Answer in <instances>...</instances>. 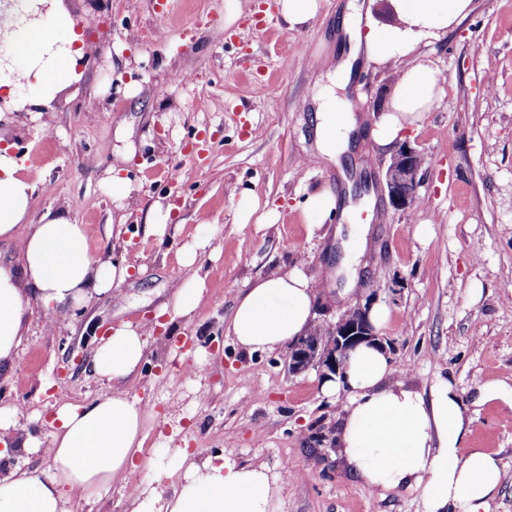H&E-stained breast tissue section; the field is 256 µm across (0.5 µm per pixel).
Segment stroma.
<instances>
[{"instance_id":"obj_1","label":"stroma","mask_w":512,"mask_h":512,"mask_svg":"<svg viewBox=\"0 0 512 512\" xmlns=\"http://www.w3.org/2000/svg\"><path fill=\"white\" fill-rule=\"evenodd\" d=\"M86 43L100 56L83 78L34 120H0V144L36 182L29 223L60 211L86 232L88 255L141 271L119 296H93L54 326L31 305L27 336L11 371L0 373V409L19 437H48L63 404L84 405L109 384L92 360L105 330L138 322L171 303L185 276L178 252L207 225L201 261L207 286L192 319L149 336L134 386L153 406L140 459L99 496L75 498L69 512H131L132 489L169 494L185 456L226 455L266 467L278 512H422L420 493L365 488L338 444L342 402L325 397L317 370L289 374L287 352L247 353L226 333L231 306L259 275L302 265L321 280L334 261L330 238L309 235L308 191L326 187L349 206V221L371 227L361 286L350 298L318 289L315 321L349 306L386 307L376 332L393 364L392 382L426 392L445 377L473 399L478 386L512 384V0H474L448 33L423 41L424 60L445 93L401 141L423 156L418 198L408 210L389 200L390 151L371 131L394 89L389 65L359 60L343 95L360 128L339 166L306 163L316 143L313 88L325 58H339L347 0H320L311 26L288 29L276 0H240L225 26V0H68ZM206 143L189 150L195 133ZM132 143L131 191L116 198L106 170ZM181 166L183 181L165 174ZM174 204L164 238L141 230L154 203ZM274 209L272 224H241L240 208ZM125 225L113 233L114 225ZM429 225L420 236L419 225ZM83 366L66 363L67 353ZM466 447L496 453L503 466L491 512H512V408L479 406Z\"/></svg>"}]
</instances>
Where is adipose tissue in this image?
<instances>
[{"label":"adipose tissue","mask_w":512,"mask_h":512,"mask_svg":"<svg viewBox=\"0 0 512 512\" xmlns=\"http://www.w3.org/2000/svg\"><path fill=\"white\" fill-rule=\"evenodd\" d=\"M473 0H386V20L355 34L367 59L395 64V90L372 132L377 147L394 144L407 127L417 125L445 92L438 72L423 60L419 46L448 31L470 14ZM51 29L31 35L12 10L0 11V33L21 48L22 78L31 96L18 98L12 81H0V98L14 109L39 118L59 95L82 78L77 65L91 48L76 31L66 0H52ZM316 147L321 160L338 164L356 120L340 111L333 87L317 90ZM8 149L0 148V240L14 241L17 263L0 262V369L13 368L25 336L31 302L51 307L65 319L72 305L126 282L127 263L100 262L88 256L83 225L59 213H45L28 224L36 185L20 175ZM27 233H20L21 224ZM183 255L187 276L175 294L173 315L192 317L201 301L205 277L197 248ZM315 283L300 267L254 278L232 305L227 331L248 352L283 349L303 336L315 318ZM155 321L113 325L100 339L95 371L110 383L107 392L84 406L64 405L55 412L50 440H25L44 448L46 470L20 468L0 476V512H68L70 498L98 496L136 464L153 417L132 395L131 387L146 360L147 336ZM392 365L377 345L363 343L349 354L343 374L325 380L323 393L343 396L338 432L351 471L371 490L415 488L423 512H488L502 483L499 458L480 448L463 449L473 411L455 385L440 377L421 393L390 383ZM9 418L0 415V458L17 444ZM131 512H276L265 468L222 456L189 461L186 474L163 502L135 489Z\"/></svg>","instance_id":"ef3b65f1"}]
</instances>
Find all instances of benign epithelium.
Segmentation results:
<instances>
[{
	"instance_id": "7a95c632",
	"label": "benign epithelium",
	"mask_w": 512,
	"mask_h": 512,
	"mask_svg": "<svg viewBox=\"0 0 512 512\" xmlns=\"http://www.w3.org/2000/svg\"><path fill=\"white\" fill-rule=\"evenodd\" d=\"M13 56L7 41L0 34V78L9 76ZM420 153L407 143L401 144L391 156L385 173L390 203L396 209L407 210L416 203ZM380 343L370 322L368 309L355 305L336 316V320L319 326L290 345L288 373L298 375L309 369L336 375L343 369L349 352L358 344Z\"/></svg>"
}]
</instances>
